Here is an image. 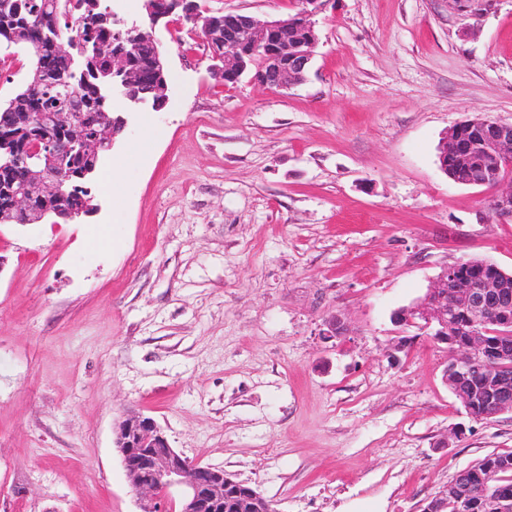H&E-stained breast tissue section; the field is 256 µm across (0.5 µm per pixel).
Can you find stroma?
<instances>
[{
    "mask_svg": "<svg viewBox=\"0 0 512 512\" xmlns=\"http://www.w3.org/2000/svg\"><path fill=\"white\" fill-rule=\"evenodd\" d=\"M317 29L306 82L271 90L157 27L169 101L113 99L97 211L0 224V512H139L129 411L277 512H420L512 451V413L470 420L450 351L392 321L448 265L512 273V222L438 163L453 125L512 123V0H330ZM0 57L2 104L30 58Z\"/></svg>",
    "mask_w": 512,
    "mask_h": 512,
    "instance_id": "stroma-1",
    "label": "stroma"
}]
</instances>
